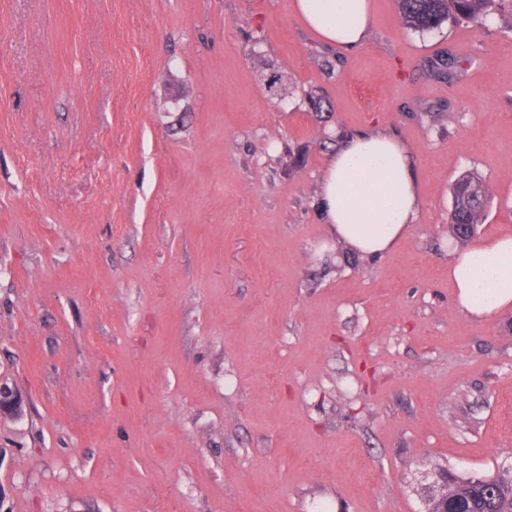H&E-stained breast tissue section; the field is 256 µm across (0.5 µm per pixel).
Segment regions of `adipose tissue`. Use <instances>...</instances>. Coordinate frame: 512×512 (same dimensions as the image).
Returning a JSON list of instances; mask_svg holds the SVG:
<instances>
[{"label": "adipose tissue", "instance_id": "1", "mask_svg": "<svg viewBox=\"0 0 512 512\" xmlns=\"http://www.w3.org/2000/svg\"><path fill=\"white\" fill-rule=\"evenodd\" d=\"M291 10L327 46L352 50L372 26L370 0H291ZM422 207L416 160L379 129L341 140L321 179L318 209L336 241L363 257L392 251ZM460 307L477 319L512 309V235L482 240L448 266Z\"/></svg>", "mask_w": 512, "mask_h": 512}]
</instances>
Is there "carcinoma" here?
<instances>
[{
    "instance_id": "cac0c4a2",
    "label": "carcinoma",
    "mask_w": 512,
    "mask_h": 512,
    "mask_svg": "<svg viewBox=\"0 0 512 512\" xmlns=\"http://www.w3.org/2000/svg\"><path fill=\"white\" fill-rule=\"evenodd\" d=\"M403 25L419 32L440 29L443 24L468 22L484 26L497 16L512 30V0H396ZM490 186L474 174L459 179L453 188L450 225L459 239L476 233L486 221ZM448 512L472 506L473 512H512V467L503 466L487 475L468 477L446 473Z\"/></svg>"
}]
</instances>
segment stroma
Instances as JSON below:
<instances>
[{
	"label": "stroma",
	"mask_w": 512,
	"mask_h": 512,
	"mask_svg": "<svg viewBox=\"0 0 512 512\" xmlns=\"http://www.w3.org/2000/svg\"><path fill=\"white\" fill-rule=\"evenodd\" d=\"M291 0H0V512H421L512 463V310L448 277L454 182L512 232V32L360 49ZM394 131L423 209L392 253L316 206L340 135Z\"/></svg>",
	"instance_id": "stroma-1"
}]
</instances>
